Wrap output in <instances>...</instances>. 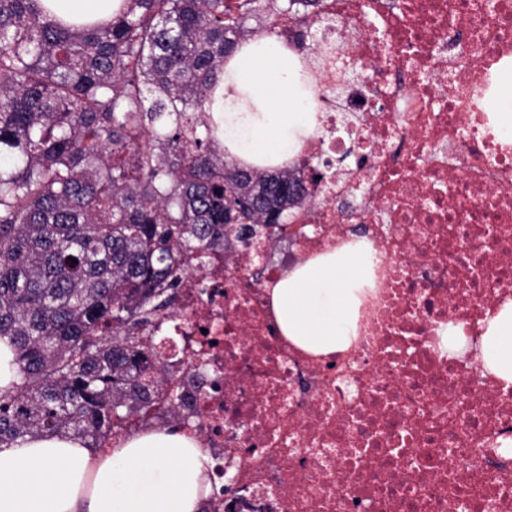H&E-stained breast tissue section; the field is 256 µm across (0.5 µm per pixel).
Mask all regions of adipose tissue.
Returning <instances> with one entry per match:
<instances>
[{"instance_id":"1","label":"adipose tissue","mask_w":512,"mask_h":512,"mask_svg":"<svg viewBox=\"0 0 512 512\" xmlns=\"http://www.w3.org/2000/svg\"><path fill=\"white\" fill-rule=\"evenodd\" d=\"M313 99L297 51L273 36L250 41L225 63L213 106L225 150L259 166L292 159L322 133ZM370 256L359 242L288 272L272 290L283 336L314 355L349 348ZM474 358L512 385V300L481 321ZM210 492L208 456L179 432L146 431L98 453L58 436L0 448V512H200Z\"/></svg>"}]
</instances>
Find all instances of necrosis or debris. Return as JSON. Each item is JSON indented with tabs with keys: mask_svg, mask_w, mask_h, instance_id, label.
Returning <instances> with one entry per match:
<instances>
[{
	"mask_svg": "<svg viewBox=\"0 0 512 512\" xmlns=\"http://www.w3.org/2000/svg\"><path fill=\"white\" fill-rule=\"evenodd\" d=\"M351 67L319 97L326 139L300 154L308 202L191 262L156 335L201 373L181 430L218 512H512V386L448 348L512 299V147L490 131L512 0H323ZM344 130L354 167L322 171ZM365 240L376 256L355 343L307 353L270 290L290 266ZM292 244L279 262L277 243Z\"/></svg>",
	"mask_w": 512,
	"mask_h": 512,
	"instance_id": "obj_1",
	"label": "necrosis or debris"
}]
</instances>
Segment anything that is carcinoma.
Instances as JSON below:
<instances>
[{
	"label": "carcinoma",
	"instance_id": "cac0c4a2",
	"mask_svg": "<svg viewBox=\"0 0 512 512\" xmlns=\"http://www.w3.org/2000/svg\"><path fill=\"white\" fill-rule=\"evenodd\" d=\"M323 0H124L106 22L0 0V448L73 436L99 448L139 409L178 423L172 365L145 335L183 266L239 224L303 207L297 169L224 152L211 112L247 22ZM77 263H71V260Z\"/></svg>",
	"mask_w": 512,
	"mask_h": 512
}]
</instances>
